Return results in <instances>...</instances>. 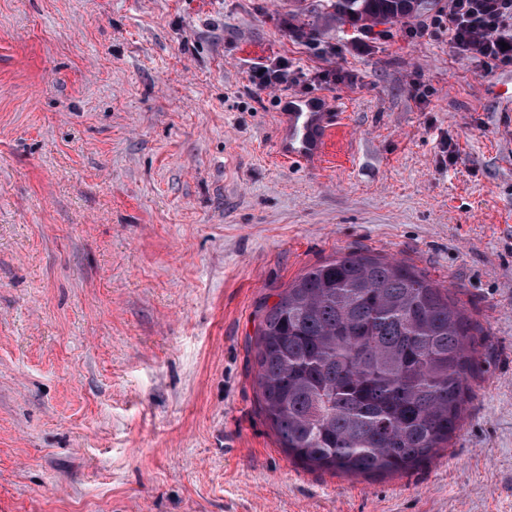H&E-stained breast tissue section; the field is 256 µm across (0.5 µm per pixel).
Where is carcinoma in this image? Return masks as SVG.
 <instances>
[{"label":"carcinoma","mask_w":512,"mask_h":512,"mask_svg":"<svg viewBox=\"0 0 512 512\" xmlns=\"http://www.w3.org/2000/svg\"><path fill=\"white\" fill-rule=\"evenodd\" d=\"M430 0H323L357 29L419 16ZM260 407L288 456L369 475L448 447L472 396L473 327L404 263L349 252L259 306Z\"/></svg>","instance_id":"carcinoma-1"}]
</instances>
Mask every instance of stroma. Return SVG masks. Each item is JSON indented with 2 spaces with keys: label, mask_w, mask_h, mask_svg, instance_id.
Returning <instances> with one entry per match:
<instances>
[{
  "label": "stroma",
  "mask_w": 512,
  "mask_h": 512,
  "mask_svg": "<svg viewBox=\"0 0 512 512\" xmlns=\"http://www.w3.org/2000/svg\"><path fill=\"white\" fill-rule=\"evenodd\" d=\"M304 0H0V512H512V64L432 0L358 35ZM288 59L305 84L257 90ZM341 113L276 154L281 103ZM349 251L478 330L448 448L310 469L259 405L258 307ZM291 65L282 59L274 63L260 66L251 72L250 81L258 90H265L277 85L287 84ZM261 72V75H258Z\"/></svg>",
  "instance_id": "stroma-1"
}]
</instances>
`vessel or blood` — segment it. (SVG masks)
Masks as SVG:
<instances>
[{
    "mask_svg": "<svg viewBox=\"0 0 512 512\" xmlns=\"http://www.w3.org/2000/svg\"><path fill=\"white\" fill-rule=\"evenodd\" d=\"M282 158L309 166L320 164L333 135L334 113L322 110L319 103L308 100L301 106H289L280 114Z\"/></svg>",
    "mask_w": 512,
    "mask_h": 512,
    "instance_id": "b4317fda",
    "label": "vessel or blood"
}]
</instances>
